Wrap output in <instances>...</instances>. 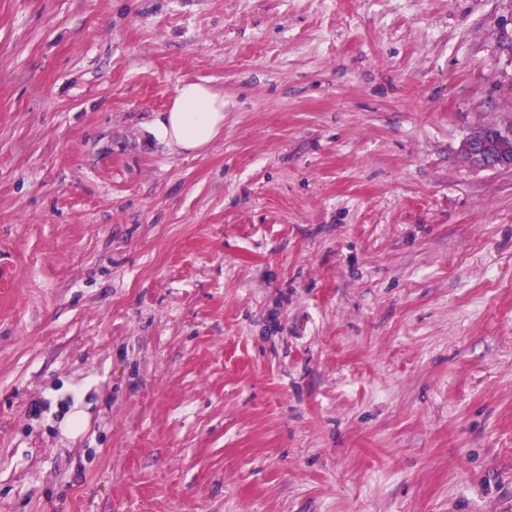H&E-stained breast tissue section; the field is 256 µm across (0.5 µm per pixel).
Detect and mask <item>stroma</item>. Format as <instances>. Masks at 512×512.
I'll return each instance as SVG.
<instances>
[{
    "instance_id": "1",
    "label": "stroma",
    "mask_w": 512,
    "mask_h": 512,
    "mask_svg": "<svg viewBox=\"0 0 512 512\" xmlns=\"http://www.w3.org/2000/svg\"><path fill=\"white\" fill-rule=\"evenodd\" d=\"M491 123L512 0H0V512H512ZM151 129L155 138L167 146L198 154L224 129V97L203 83L185 82ZM488 136L499 140L512 141V128L489 125L471 135L463 145L464 153L469 162L474 166L489 170H512V150L507 152L488 150L484 144V140Z\"/></svg>"
}]
</instances>
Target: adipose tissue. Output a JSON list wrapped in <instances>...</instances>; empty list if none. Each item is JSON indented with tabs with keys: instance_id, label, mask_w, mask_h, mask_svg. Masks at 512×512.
I'll use <instances>...</instances> for the list:
<instances>
[{
	"instance_id": "obj_1",
	"label": "adipose tissue",
	"mask_w": 512,
	"mask_h": 512,
	"mask_svg": "<svg viewBox=\"0 0 512 512\" xmlns=\"http://www.w3.org/2000/svg\"><path fill=\"white\" fill-rule=\"evenodd\" d=\"M224 128V98L200 82L177 89L170 108L152 124L155 138L186 154L206 149Z\"/></svg>"
}]
</instances>
